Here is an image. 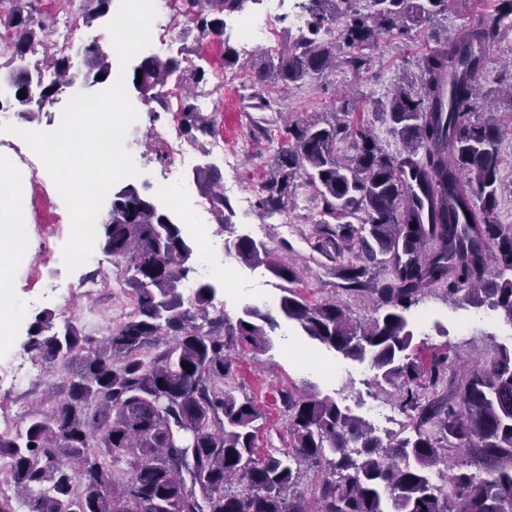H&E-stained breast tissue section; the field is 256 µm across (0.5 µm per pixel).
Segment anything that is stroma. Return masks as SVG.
<instances>
[{"label":"stroma","mask_w":512,"mask_h":512,"mask_svg":"<svg viewBox=\"0 0 512 512\" xmlns=\"http://www.w3.org/2000/svg\"><path fill=\"white\" fill-rule=\"evenodd\" d=\"M494 2L459 0L447 15L423 23L409 35H385L365 47L361 52L365 60L361 68L341 65L331 73L286 90L275 75L263 79L256 75L269 55L268 50L258 48L239 56L233 67L238 80L223 85L216 77L217 71L224 67L223 43L208 39L186 41L180 31H173L169 57L191 60L206 70L207 81L199 85L198 91L209 95L216 104L215 123L224 137V148L237 157L236 169L221 170L225 197L233 202L243 194L255 196L277 149L285 119H318L344 102L357 112H375L378 102L387 98L403 75L415 71L418 56L432 47L434 37L453 34L468 25L474 14L490 8ZM510 58L512 28L487 48L483 84L500 87L512 83V70L503 66L504 60ZM85 72V66H71L67 74L70 84L52 105L35 113L28 121L22 120L18 113H11L8 129L0 130V152L11 155L30 182L23 207L30 258L13 270L9 284L10 292L26 306V316L14 334V345L20 350L27 345L28 330L36 316L57 310L56 301L44 296V289H72L74 320L82 334L95 343L105 341L128 313L122 295V271L111 256H104L102 264H85L72 272L67 271L65 265L47 263L48 254H61L70 236V214L53 180L44 175L42 160L15 135L16 130L23 127L32 131L55 130L66 102L76 94L88 92ZM128 96L133 106L143 112V125L132 135L142 155L140 174L131 178L130 183L155 198L165 183L170 162L154 133L168 115L163 111H149L136 91H129ZM265 99L274 101L273 110L261 109L260 104ZM320 211L315 192L302 184L298 187L297 204L287 215L288 223L294 226L288 235H281L276 220L265 218L254 209L247 217L233 220L224 232L220 231L212 213L201 214L199 220L207 224L210 232H222L224 239L247 234L264 242L273 261L297 259L302 269L297 289L309 301L333 299L341 303L352 318L373 317L376 304L372 298L346 292L333 263L326 261L318 265L311 261L309 242L315 237ZM256 272V277L240 278L235 295H228L226 288H217L213 306L224 313L229 322H236L242 316L251 296L276 293L277 279L268 266H257ZM95 279L104 281V288L92 296L83 294L82 284ZM426 307L434 310V320L427 327L413 329V352L418 355L423 371H430L434 358L442 354L447 355L448 365L453 368L486 358L500 346L512 347V323L503 315H488L483 307L460 306L437 291L412 306L409 318H416L420 309ZM270 314L278 323L271 334L270 349L257 350L235 343L228 350L237 395L251 397L264 414L259 448L267 450L288 445L286 417L279 397L280 391L288 388L302 391L316 387L321 394L336 399L361 417L366 416L370 402L396 405L392 387L378 386L366 362L344 358L317 345L288 322L280 308L271 309ZM314 357L336 362L343 367V374L331 376L312 368L310 360ZM57 377L54 370L43 369L41 377L23 392L10 384H1L0 433L24 428L29 412L39 405L47 383Z\"/></svg>","instance_id":"stroma-1"}]
</instances>
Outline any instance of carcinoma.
I'll return each mask as SVG.
<instances>
[{
    "mask_svg": "<svg viewBox=\"0 0 512 512\" xmlns=\"http://www.w3.org/2000/svg\"><path fill=\"white\" fill-rule=\"evenodd\" d=\"M84 2L85 23L112 12V0ZM358 2L309 0L307 32L269 58L258 78L273 72L288 87L332 70L335 46L320 37L329 22L342 21V40L356 49L382 34H409L448 11L449 0H368L367 14ZM246 5L183 0L190 23L183 33L221 36L224 13ZM0 13L12 34L11 60L50 43L34 0H0ZM511 18L512 0H498L494 12L475 15L419 57L417 73L375 113L398 151L384 152L372 125L349 118L344 102L327 118L284 127L257 190L261 215L283 214L295 206V179L304 177L322 203L311 249L331 260L357 254L340 266L341 277L349 291L368 287L378 316L358 322L334 300L308 301L291 288L301 270L290 262L271 266L288 283L280 308L303 335L346 358H369L385 383L397 384L402 411L416 415L414 435L385 442L334 398L288 389L281 401L291 443L260 452L262 415L228 390L233 367L224 337L261 349L275 322L255 307L234 326L211 315L210 283L196 284L184 307L179 288L193 272L196 246L173 213L129 184L112 192L101 235L136 309L93 347L74 324L57 327L50 313L32 326L29 350L67 375L63 399L30 413L15 436L0 434V456L10 458L9 478L28 512H512V348L459 371L448 370V355L438 356L424 384L409 354L414 333L406 316L441 288L512 323V225L496 219L505 130L478 110L484 52ZM85 62L93 82H112L105 51L90 49ZM43 65L53 79L36 92L28 68L11 70L10 107L26 120L63 92L68 58L55 53ZM177 72L187 94L181 129L194 142L213 136L214 123L191 102L204 69L147 55L132 66L130 83L162 107V88ZM341 142L353 153L339 154ZM193 179L227 229L218 168L197 167ZM225 247L246 265L268 255L265 243L246 235ZM465 455L480 460L484 474L465 471ZM440 464L448 468L441 488L429 478ZM311 470V498L291 495Z\"/></svg>",
    "mask_w": 512,
    "mask_h": 512,
    "instance_id": "obj_1",
    "label": "carcinoma"
}]
</instances>
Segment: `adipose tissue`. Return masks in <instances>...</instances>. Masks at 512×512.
I'll list each match as a JSON object with an SVG mask.
<instances>
[{"label": "adipose tissue", "mask_w": 512, "mask_h": 512, "mask_svg": "<svg viewBox=\"0 0 512 512\" xmlns=\"http://www.w3.org/2000/svg\"><path fill=\"white\" fill-rule=\"evenodd\" d=\"M27 183L11 156L0 153V284L9 280L14 267L27 259L22 199Z\"/></svg>", "instance_id": "obj_1"}]
</instances>
